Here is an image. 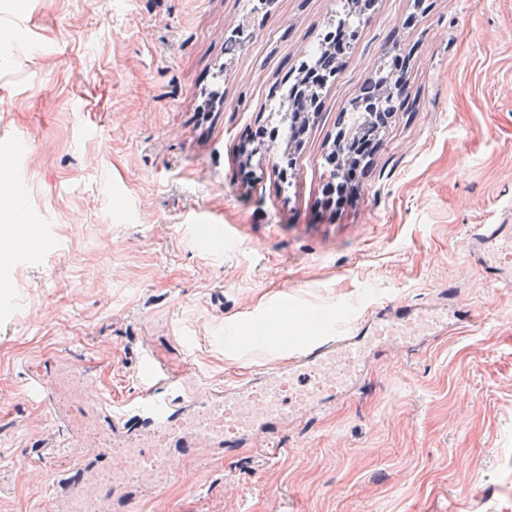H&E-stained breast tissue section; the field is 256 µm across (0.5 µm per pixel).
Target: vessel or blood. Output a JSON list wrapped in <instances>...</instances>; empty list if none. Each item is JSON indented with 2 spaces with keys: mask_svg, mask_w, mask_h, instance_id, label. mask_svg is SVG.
Returning <instances> with one entry per match:
<instances>
[{
  "mask_svg": "<svg viewBox=\"0 0 512 512\" xmlns=\"http://www.w3.org/2000/svg\"><path fill=\"white\" fill-rule=\"evenodd\" d=\"M468 236L473 263L489 280L511 286L512 224H473ZM455 298L451 286L342 319L293 348L286 367L254 372L205 396L185 397L186 373L171 371L158 351H146L149 370L132 406L121 412L94 393L83 371L43 362L26 374L29 391L69 430L68 450L77 459L53 484L50 512H131L137 497L178 479V460L204 443L228 457L246 447L275 459L280 448L262 447L261 439L288 420L313 421L354 397L388 345L419 347L468 321ZM86 429L102 439L96 454H86L80 442Z\"/></svg>",
  "mask_w": 512,
  "mask_h": 512,
  "instance_id": "1",
  "label": "vessel or blood"
}]
</instances>
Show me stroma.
Masks as SVG:
<instances>
[{
	"instance_id": "obj_1",
	"label": "stroma",
	"mask_w": 512,
	"mask_h": 512,
	"mask_svg": "<svg viewBox=\"0 0 512 512\" xmlns=\"http://www.w3.org/2000/svg\"><path fill=\"white\" fill-rule=\"evenodd\" d=\"M375 2L303 145L263 141L245 182L242 145L287 125L275 105L342 19L338 0H273L232 53L247 0H0V147L25 137L0 221L39 230L26 258L0 254V512H49L72 463L37 447L60 432L26 395L27 368L75 362L122 403L140 343L164 336L206 391L287 364L290 332L264 345L281 313L362 315L451 284L475 322L413 354L389 347L362 395L282 426L275 462L200 446L132 512H512V289L467 246L469 225L512 214V0ZM396 52L409 109L357 205L324 212V157Z\"/></svg>"
}]
</instances>
